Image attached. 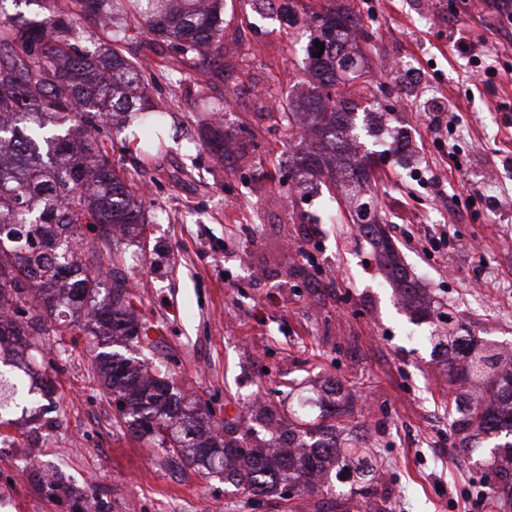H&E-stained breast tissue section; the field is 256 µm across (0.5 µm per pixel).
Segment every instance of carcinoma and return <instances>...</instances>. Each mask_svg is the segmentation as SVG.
Segmentation results:
<instances>
[{"label":"carcinoma","mask_w":512,"mask_h":512,"mask_svg":"<svg viewBox=\"0 0 512 512\" xmlns=\"http://www.w3.org/2000/svg\"><path fill=\"white\" fill-rule=\"evenodd\" d=\"M94 17L106 37L92 33L90 47H77L80 21ZM357 18L332 2L320 34L307 47L309 91L288 105V120L304 117L310 129L301 166L311 172L333 164L349 181L369 179L368 155L349 151L348 128L364 89L336 94L341 77L336 62L351 68L347 31ZM145 26L176 52V65L158 66L153 79L172 81L175 72L201 59L224 65V0H71V6L49 14L0 11V344L3 338L37 348L32 336L55 320L54 333L78 328L99 340L126 341L152 349L159 328L134 317V293L123 273L124 255L113 228L143 223L134 183L119 173L107 150L117 121L135 120V150L149 159L162 147L167 113L147 106L141 67L125 56L129 32ZM325 44L319 52L315 42ZM321 56H316V53ZM208 145L224 159V130L210 128ZM361 232L398 282L401 294L426 315L432 297L415 287L392 257L378 225ZM23 308L27 326L10 312ZM434 351L448 374L455 395L448 424L462 451L475 455L495 475L488 485L499 509H512V357L476 336L435 337ZM107 385L118 401L127 427L140 440L184 458L232 485L266 497L314 496L351 476L349 491L336 495V512H353L354 497L377 492L379 478L367 476L357 440L336 432V410L321 396H304L299 409L318 410L320 424L285 428L265 412L257 428H216L208 408L190 399L171 377L164 362L142 364L119 352L97 354ZM11 377L0 373V411L32 394L25 388L20 363ZM330 438H315L317 428ZM45 492L69 499L62 477Z\"/></svg>","instance_id":"1"}]
</instances>
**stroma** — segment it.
I'll use <instances>...</instances> for the list:
<instances>
[{"mask_svg":"<svg viewBox=\"0 0 512 512\" xmlns=\"http://www.w3.org/2000/svg\"><path fill=\"white\" fill-rule=\"evenodd\" d=\"M329 0H224V65L199 63L177 82L152 81L174 52L131 33L170 138L139 174L147 224L124 241L138 314L161 327L150 356L216 422L288 419L303 389L332 380L354 394L342 421L361 437L391 495L386 512H498L484 471L461 457L448 426V384L416 320L354 219V201L330 173L300 170L288 135L290 101L305 94V47ZM353 9L349 42L368 93L360 109L388 112L407 137L361 135L384 157L366 182L399 261L442 311L512 353V19L487 0H337ZM481 44L499 76L477 71L451 44ZM223 108L224 155L205 145ZM455 116L430 129L434 111ZM37 370L55 387L6 414L0 433V512H69L47 497L43 474L62 472L88 512H289L139 441L92 364L86 336H39Z\"/></svg>","mask_w":512,"mask_h":512,"instance_id":"35a3bbf8","label":"stroma"}]
</instances>
